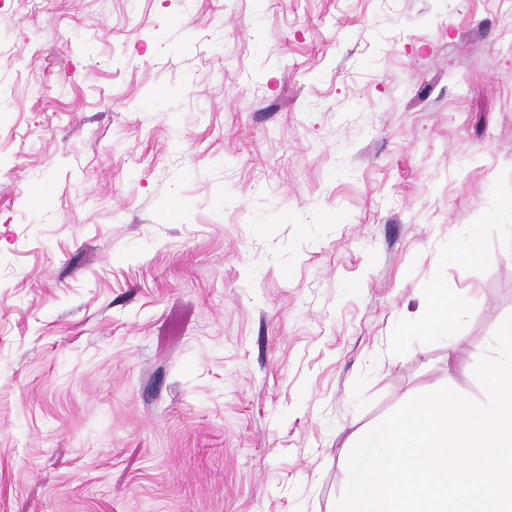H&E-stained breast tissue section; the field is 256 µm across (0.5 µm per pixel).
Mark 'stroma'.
Returning <instances> with one entry per match:
<instances>
[{"label":"stroma","instance_id":"1","mask_svg":"<svg viewBox=\"0 0 512 512\" xmlns=\"http://www.w3.org/2000/svg\"><path fill=\"white\" fill-rule=\"evenodd\" d=\"M511 314L512 0H0V512H335ZM429 303L432 308V322L428 330L439 327H448L452 315L448 314L447 288H433L430 292Z\"/></svg>","mask_w":512,"mask_h":512}]
</instances>
